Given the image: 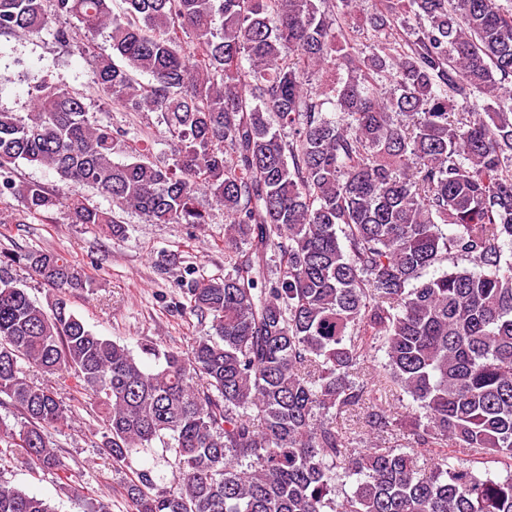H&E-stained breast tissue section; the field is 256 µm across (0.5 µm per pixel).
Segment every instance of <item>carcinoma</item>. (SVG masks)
<instances>
[{
	"mask_svg": "<svg viewBox=\"0 0 512 512\" xmlns=\"http://www.w3.org/2000/svg\"><path fill=\"white\" fill-rule=\"evenodd\" d=\"M113 2L0 0V36L57 23L102 99L160 114L171 162L36 73L26 116L0 109V197L118 239L79 189L151 224L210 223L204 194L224 209L227 269L185 291L207 331L184 352L144 345L147 370L68 308L85 282L66 260L0 253V406L20 415L0 419V454L111 512L71 484L51 442L71 406L38 372L92 401L115 468L172 455V481L144 467L124 482L130 512H512V4L383 0L361 58L357 0ZM20 161L72 191L15 180ZM450 256L468 266L422 279ZM20 264L55 291L50 309L9 275ZM404 394L411 411L383 405ZM351 415L376 439L355 453ZM0 512L54 509L0 481Z\"/></svg>",
	"mask_w": 512,
	"mask_h": 512,
	"instance_id": "cac0c4a2",
	"label": "carcinoma"
}]
</instances>
